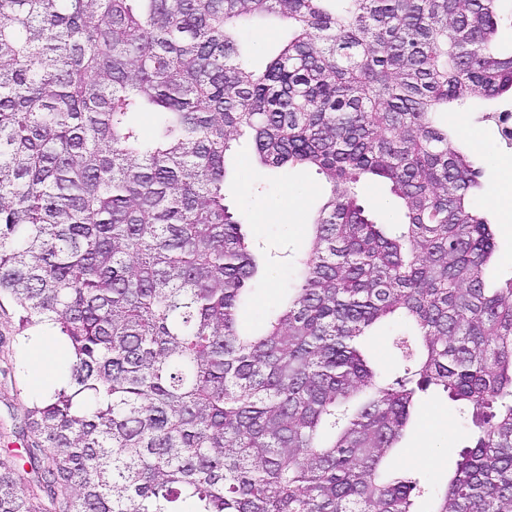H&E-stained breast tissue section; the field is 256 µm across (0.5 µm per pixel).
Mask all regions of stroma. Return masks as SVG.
Wrapping results in <instances>:
<instances>
[{"mask_svg": "<svg viewBox=\"0 0 512 512\" xmlns=\"http://www.w3.org/2000/svg\"><path fill=\"white\" fill-rule=\"evenodd\" d=\"M246 36L252 49L249 64L261 68L279 43L287 39L288 29L275 19H261L252 24ZM454 123L467 135L470 158L480 168L487 189L479 204L496 226L495 254L487 276L512 277V221L504 219L506 212H512V148L501 143L496 126L481 121L475 108L459 109ZM325 189L323 176L312 169L287 174L265 169L250 178L226 181V205L245 213V233L272 256L268 269L252 282L251 302L239 310L242 329H253L264 311L283 295L289 282L287 262L305 247L307 226ZM25 343L12 303L0 302V459L23 455L36 442L34 433L22 423L23 412L34 399L31 374L25 364ZM465 440L462 421L447 398L433 396L421 411L417 426L408 432L406 447L420 450L424 469L441 484Z\"/></svg>", "mask_w": 512, "mask_h": 512, "instance_id": "35a3bbf8", "label": "stroma"}]
</instances>
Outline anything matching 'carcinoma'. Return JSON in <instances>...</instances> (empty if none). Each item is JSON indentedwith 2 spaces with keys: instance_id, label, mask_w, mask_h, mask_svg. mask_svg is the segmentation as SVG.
Listing matches in <instances>:
<instances>
[{
  "instance_id": "carcinoma-1",
  "label": "carcinoma",
  "mask_w": 512,
  "mask_h": 512,
  "mask_svg": "<svg viewBox=\"0 0 512 512\" xmlns=\"http://www.w3.org/2000/svg\"><path fill=\"white\" fill-rule=\"evenodd\" d=\"M501 0H0V299L72 351L0 512H512V277L450 113L512 99ZM288 24L265 69L255 18ZM248 134L329 194L254 333L224 205ZM403 210L399 231L389 197ZM399 317L398 374L370 336ZM468 421L444 487L385 470L420 398Z\"/></svg>"
}]
</instances>
